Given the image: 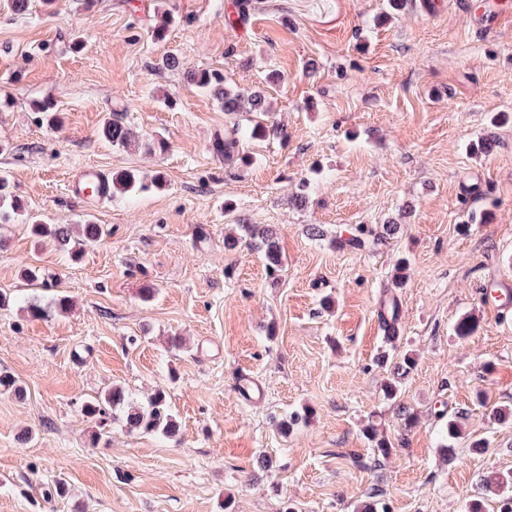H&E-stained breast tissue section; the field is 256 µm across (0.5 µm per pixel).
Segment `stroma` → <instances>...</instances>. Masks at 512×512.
I'll list each match as a JSON object with an SVG mask.
<instances>
[{
	"mask_svg": "<svg viewBox=\"0 0 512 512\" xmlns=\"http://www.w3.org/2000/svg\"><path fill=\"white\" fill-rule=\"evenodd\" d=\"M487 2L249 0L231 28L239 0H32L22 16L0 0V174L27 213L0 226V292L22 294L34 265L70 301L46 319L0 309V373L26 390H0V512H358L372 494L385 512H497L480 483L512 472V425L493 417L512 409V314L485 286L512 289V0L485 26ZM170 54L265 90L286 136L248 142L253 162L226 168L211 142L250 116L164 69ZM46 98L52 124L33 108ZM108 117L135 146L100 138ZM487 138L492 150L473 155ZM87 165L165 184L93 205L70 187ZM31 216L107 234L73 260L35 244ZM239 220L276 228L278 278L260 253L225 249ZM390 221L399 231L361 251L306 232ZM466 315L477 328L461 340ZM390 345L415 358L393 400L382 388L396 364L377 361ZM246 377L261 398H247ZM115 386L140 399L164 387L177 435L116 419L96 439L82 406ZM451 419L463 437L447 451ZM370 423L390 457L365 437ZM58 480L64 496L48 497Z\"/></svg>",
	"mask_w": 512,
	"mask_h": 512,
	"instance_id": "obj_1",
	"label": "stroma"
}]
</instances>
